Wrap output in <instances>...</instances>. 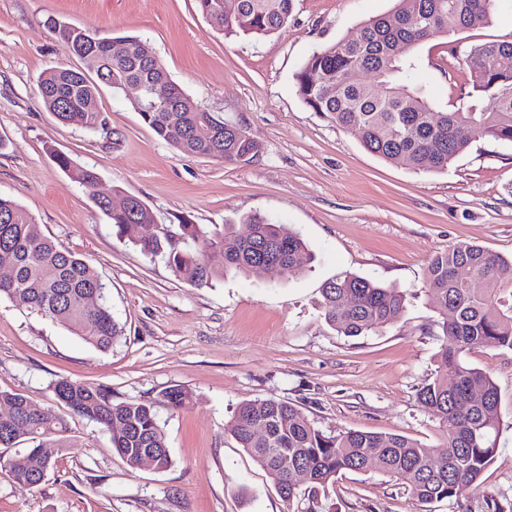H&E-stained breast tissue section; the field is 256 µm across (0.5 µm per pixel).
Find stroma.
Returning a JSON list of instances; mask_svg holds the SVG:
<instances>
[{
	"label": "stroma",
	"mask_w": 512,
	"mask_h": 512,
	"mask_svg": "<svg viewBox=\"0 0 512 512\" xmlns=\"http://www.w3.org/2000/svg\"><path fill=\"white\" fill-rule=\"evenodd\" d=\"M393 0H294L278 33L225 36L196 0H0V195L17 201L44 233L83 259L105 284L122 328L100 352L67 328L0 297V390L56 407L60 379L107 387L113 402L153 403L172 464L130 470L99 426L70 418L69 447L35 488L0 473V512H306L225 431L242 401L294 403L326 432L363 430L442 443L417 393L435 374L439 314L423 290L430 258L465 241L512 258V145L470 129L468 151L442 172L418 171L366 151L296 93L312 51L358 34ZM98 37L150 42L171 79L209 111L239 121L259 155L227 165L176 151L140 118L127 93L101 86L106 130L63 125L38 100L47 71L84 63L47 29V18ZM487 41H512V8L485 27L424 43L415 77L448 109L467 76L457 57ZM94 169L86 190L57 165ZM129 195L156 223L184 217L211 226L247 214L288 225L306 241L308 271L273 279L228 274L213 286L179 280L121 238L94 195ZM356 274L403 291L390 327L337 333L320 312L323 284ZM500 395L499 458L479 486L423 508L390 476L347 471L329 486L325 512H483L487 497L512 500V352L472 349ZM181 387L190 405L161 400Z\"/></svg>",
	"instance_id": "35a3bbf8"
}]
</instances>
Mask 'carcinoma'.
<instances>
[{
  "mask_svg": "<svg viewBox=\"0 0 512 512\" xmlns=\"http://www.w3.org/2000/svg\"><path fill=\"white\" fill-rule=\"evenodd\" d=\"M214 28L226 35L263 37L284 28L293 0H235V13L224 14V0H196ZM395 0L393 8L364 21L358 39H341L315 50L295 75L298 96L314 112L337 126L356 132L363 147L390 163L403 162L419 171H444L464 153L469 139L465 126H475L495 141L512 144V70L497 66L498 57L512 55V41H491L473 47L463 60L470 90L452 108L435 107L427 88L412 79L415 51L425 41L446 37L490 22L505 0ZM47 28L78 57L96 56L92 79L79 69L57 68L39 81L42 107L65 125L89 130L105 128L98 108L100 85L122 90L128 82L162 89L158 103L179 109V121L169 113L139 111L155 134L175 149L225 164H241L259 155L260 143L242 125L204 110L174 83L151 44L126 36L132 52L114 58L108 41L95 43L84 30L47 21ZM373 80L363 83L357 74ZM57 165L92 189L98 182L91 169H74L70 159L55 154ZM97 207L117 228L120 237L140 247L150 259H160L185 283L202 288L224 279L233 270L247 274L265 256L275 277L299 273L311 255L303 238L285 224L260 214L240 217L236 224L213 228L181 217L177 227L159 225L151 235L143 226L155 222L152 211L110 206L95 197ZM224 254V266L208 263L207 253ZM0 267L11 276L0 280V296L17 299L31 311L66 326L86 343L107 351L122 328L105 300V285L88 265L45 235L20 204L0 197ZM483 283L476 292L473 281ZM424 288L441 317V345L434 378L419 389L418 399L441 431L442 448H429L400 434L349 430L326 433L293 403L273 398L240 403L224 426L240 447L271 478L284 501L293 503L295 469L307 472L306 491L318 512L336 476L345 471L376 468L405 485L423 505L450 500L460 487L476 484L498 458L500 396L493 379L472 366L465 356L490 345L512 351V259L506 260L478 245L457 242L437 253L424 271ZM321 312L325 321L345 336L375 332L397 322L405 311V294L397 288L346 274L324 283ZM93 306L87 307V300ZM454 377L453 386L448 378ZM56 400L70 414L96 423L110 435L115 456L130 470L140 469L147 451L165 470L171 465L166 436L154 406L139 400L112 403V392L61 379ZM174 411L186 408L190 394L172 387L162 393ZM0 404L14 409L0 415V469L15 481L41 484L38 448H65L71 432L67 419L50 407L33 403L21 393L0 391ZM266 426L256 434L252 427ZM21 450H16V447ZM13 454H8L9 450Z\"/></svg>",
  "mask_w": 512,
  "mask_h": 512,
  "instance_id": "cac0c4a2",
  "label": "carcinoma"
}]
</instances>
